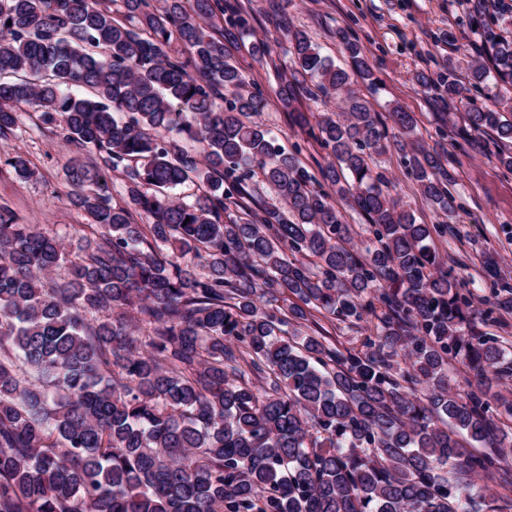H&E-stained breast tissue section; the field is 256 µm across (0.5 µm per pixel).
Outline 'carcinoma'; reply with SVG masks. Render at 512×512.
<instances>
[{"instance_id":"cac0c4a2","label":"carcinoma","mask_w":512,"mask_h":512,"mask_svg":"<svg viewBox=\"0 0 512 512\" xmlns=\"http://www.w3.org/2000/svg\"><path fill=\"white\" fill-rule=\"evenodd\" d=\"M253 20L226 0H0V139L37 115L75 153L65 202L89 220L72 252L0 206V512H501L476 478L512 489V402L492 391L512 350L440 269L448 225L417 223L378 172L364 48L336 30L341 68L280 17L283 107L344 104L305 122L333 158L315 174L255 121L266 92L227 48L252 38L280 76ZM481 30L491 65L417 82L505 143L512 38ZM392 117L455 216L448 156ZM5 164L35 174L20 151ZM345 203L366 221L352 247ZM317 314L370 334L346 347ZM450 359L478 384L455 388Z\"/></svg>"}]
</instances>
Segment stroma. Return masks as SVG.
<instances>
[{
	"label": "stroma",
	"mask_w": 512,
	"mask_h": 512,
	"mask_svg": "<svg viewBox=\"0 0 512 512\" xmlns=\"http://www.w3.org/2000/svg\"><path fill=\"white\" fill-rule=\"evenodd\" d=\"M250 6L256 18V36L273 40L272 57L280 66L272 72L256 63L248 44L233 47L232 54L249 79L269 93V104L261 120L289 143L299 144L300 159L309 170L326 163L327 153L299 127L282 107L275 91L277 75H289L291 65L276 44V16L271 0H240ZM477 0H286L290 22L305 29L337 64L347 58L335 31L349 29L364 46L373 72L372 81L354 78L352 88L369 100L382 120H389L392 107L414 113L419 138L428 146L447 148L454 162L449 171L461 205L455 220L434 209L422 195L418 183L406 174L400 151H392L384 169L392 184V195L400 206L414 212L423 224H447L448 232L435 238L433 247L445 268L462 277L474 303L489 311L486 332L512 344V311L495 308L497 285L486 271L487 257H494L502 277L512 284V171L503 167L495 152L472 150L457 136L465 124L463 112L425 91L416 81L422 72L454 66L459 77L480 45L474 27L473 6ZM22 150L36 167V177L24 181L15 177L5 159ZM71 156L65 143L49 138L35 126L17 140H0V205L9 206L24 221L46 230L65 232L83 223L80 212L64 201V167Z\"/></svg>",
	"instance_id": "1"
}]
</instances>
